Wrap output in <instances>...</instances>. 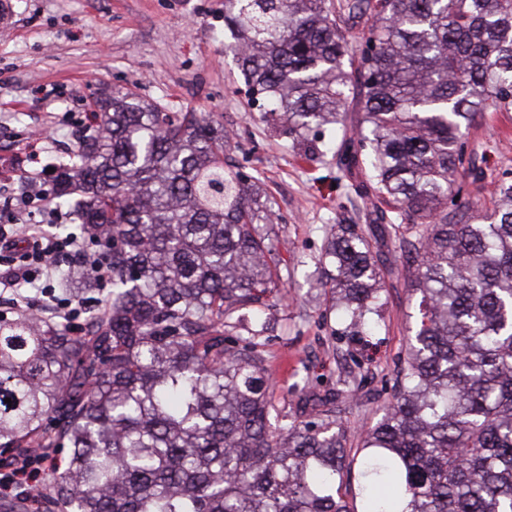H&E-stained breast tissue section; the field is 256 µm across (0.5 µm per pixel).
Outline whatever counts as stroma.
I'll use <instances>...</instances> for the list:
<instances>
[{"mask_svg":"<svg viewBox=\"0 0 512 512\" xmlns=\"http://www.w3.org/2000/svg\"><path fill=\"white\" fill-rule=\"evenodd\" d=\"M0 155L10 182L0 191V224L9 223L39 168L68 160L90 127V105L102 88L130 89L170 112H213L229 136L227 159L255 176L274 202L270 229L284 259L287 298L266 311V367L279 414L311 420L332 405L356 448L391 394L417 313L403 278L387 281L384 324L373 336H340L313 284L324 239L336 222L368 224L371 205L353 191L357 176L334 154L299 157L291 136L272 128L251 105L231 55L224 51V0H0ZM487 174L468 185L488 202L491 181L512 171V112H488L467 131ZM26 305L72 304V326L103 300L72 299L59 287H21Z\"/></svg>","mask_w":512,"mask_h":512,"instance_id":"obj_1","label":"stroma"}]
</instances>
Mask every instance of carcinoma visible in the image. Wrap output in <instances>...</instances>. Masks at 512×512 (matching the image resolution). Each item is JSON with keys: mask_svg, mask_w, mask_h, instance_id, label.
<instances>
[{"mask_svg": "<svg viewBox=\"0 0 512 512\" xmlns=\"http://www.w3.org/2000/svg\"><path fill=\"white\" fill-rule=\"evenodd\" d=\"M224 47L301 157L365 172L372 223L338 224L319 264L339 336H372L386 278L419 321L394 393L360 447L331 411L275 410L263 299L285 300L270 206L224 165L210 112L131 91L96 103L94 136L55 204L103 249L59 276L76 299L112 283L75 329L0 315V448H70L26 492L32 512H512V179L492 207L459 198L466 131L512 111V0H224ZM361 117L349 128L350 101ZM399 244L388 265L383 237ZM11 402H5V399ZM355 473L361 509L343 477Z\"/></svg>", "mask_w": 512, "mask_h": 512, "instance_id": "carcinoma-1", "label": "carcinoma"}]
</instances>
